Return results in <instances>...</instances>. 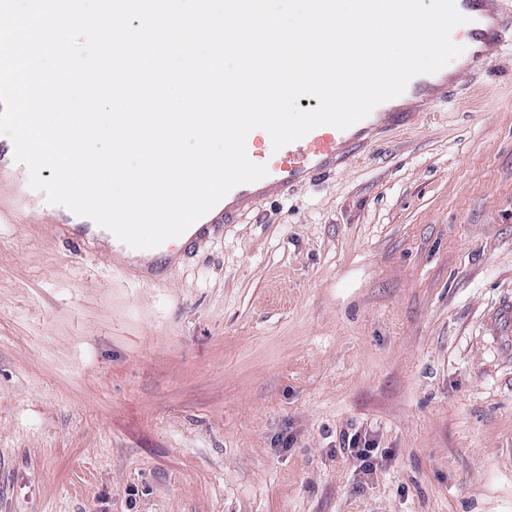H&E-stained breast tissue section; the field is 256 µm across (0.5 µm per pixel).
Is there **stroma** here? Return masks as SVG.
<instances>
[{"mask_svg":"<svg viewBox=\"0 0 512 512\" xmlns=\"http://www.w3.org/2000/svg\"><path fill=\"white\" fill-rule=\"evenodd\" d=\"M458 79L153 282L0 221V512H512V41ZM342 443V447L350 449L351 455L361 462L365 472L374 469L379 448L375 440L369 438L367 432L344 433Z\"/></svg>","mask_w":512,"mask_h":512,"instance_id":"stroma-1","label":"stroma"}]
</instances>
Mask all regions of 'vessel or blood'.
Segmentation results:
<instances>
[{
	"label": "vessel or blood",
	"instance_id": "1",
	"mask_svg": "<svg viewBox=\"0 0 512 512\" xmlns=\"http://www.w3.org/2000/svg\"><path fill=\"white\" fill-rule=\"evenodd\" d=\"M456 7L468 18L451 33L452 40L464 48L457 59V71L482 72L500 57L505 36L512 35V15L500 9L498 0H456ZM457 92L455 73L443 69L419 75L411 79L402 95L379 104L355 125L344 130L332 126L311 130L279 149L278 160L268 166L264 178L236 186L225 196L217 214L201 217L192 242L202 245L223 235L227 224L257 201L288 196L302 184L335 171L379 131L421 117L430 105L448 101Z\"/></svg>",
	"mask_w": 512,
	"mask_h": 512
}]
</instances>
